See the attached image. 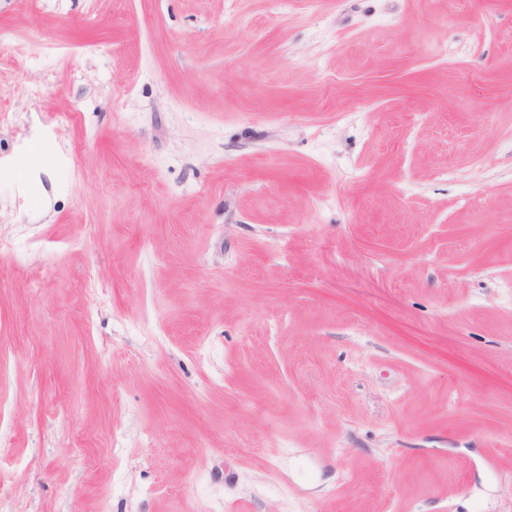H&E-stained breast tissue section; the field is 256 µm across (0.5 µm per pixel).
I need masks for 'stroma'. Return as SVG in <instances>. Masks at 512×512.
Listing matches in <instances>:
<instances>
[{"label":"stroma","instance_id":"obj_1","mask_svg":"<svg viewBox=\"0 0 512 512\" xmlns=\"http://www.w3.org/2000/svg\"><path fill=\"white\" fill-rule=\"evenodd\" d=\"M6 512H512V0H0Z\"/></svg>","mask_w":512,"mask_h":512}]
</instances>
